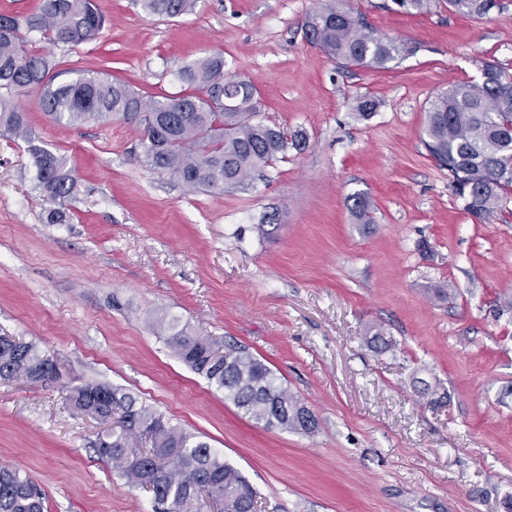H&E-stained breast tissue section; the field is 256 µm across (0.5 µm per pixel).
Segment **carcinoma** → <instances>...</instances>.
Here are the masks:
<instances>
[{
    "mask_svg": "<svg viewBox=\"0 0 512 512\" xmlns=\"http://www.w3.org/2000/svg\"><path fill=\"white\" fill-rule=\"evenodd\" d=\"M149 16L175 18L195 0H133ZM455 12L484 18L498 0H446ZM106 17L95 0H39L35 12L0 14V136L21 139L35 168V189L56 208L48 221L60 224V206L70 198L73 177L64 158L41 145L17 97L39 93V104L55 122L81 125L114 118L143 127L145 165L190 189L224 191L246 188L288 147L300 145L281 129L258 119L257 89L250 80L224 77V55L206 56L181 67L178 79L192 92L146 99L128 84L90 72L55 85L47 57L24 48L22 31H39L54 45H78L96 37ZM305 39L345 66L385 70L414 52L395 37L381 35L341 0H330L304 26ZM486 75L452 86L429 105L424 146L448 169L450 187L464 210L479 220L503 213L512 196V73L486 61ZM227 79L224 89L219 80ZM360 222L372 223L373 204L365 193L347 197ZM174 355L207 382L224 391L250 420L265 428L311 435L318 428L313 412L279 382L273 371L246 348L199 334L177 317L160 322ZM55 362L33 342H0V379L46 384ZM73 406L103 420L117 417L98 436L94 448L131 486L147 487L154 512H204L206 500L220 512H254L256 491L242 474L193 433L138 402L132 394L102 383L71 389ZM151 448L142 452L140 438ZM47 496L30 476L0 468V512H47Z\"/></svg>",
    "mask_w": 512,
    "mask_h": 512,
    "instance_id": "obj_1",
    "label": "carcinoma"
}]
</instances>
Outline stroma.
I'll return each instance as SVG.
<instances>
[{
  "instance_id": "1",
  "label": "stroma",
  "mask_w": 512,
  "mask_h": 512,
  "mask_svg": "<svg viewBox=\"0 0 512 512\" xmlns=\"http://www.w3.org/2000/svg\"><path fill=\"white\" fill-rule=\"evenodd\" d=\"M96 2L107 22L92 40L26 33L55 83L89 70L178 96V69L220 52L257 87L260 118L304 145L250 188L192 191L144 166L135 123L56 124L37 93L21 96L75 186L65 223H48L24 143L0 137V336L35 342L60 373L0 381V466L36 480L48 512H153L151 492L98 459L104 423L67 400L97 382L209 443L254 487L256 512H512V201L475 220L423 145L434 96L483 62L512 69V0L482 19L347 0L414 46L386 70L343 67L304 40L325 0H197L173 19ZM361 96L380 103L365 120ZM355 193L373 223L351 215ZM173 315L246 347L318 431L245 417L166 345L158 323ZM377 328L393 350L370 347ZM416 377L443 402L423 403Z\"/></svg>"
}]
</instances>
